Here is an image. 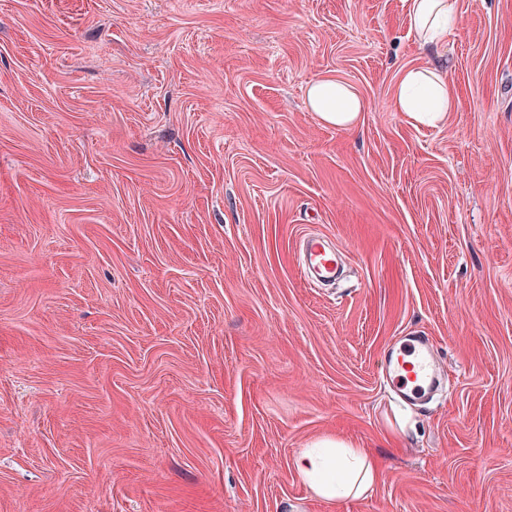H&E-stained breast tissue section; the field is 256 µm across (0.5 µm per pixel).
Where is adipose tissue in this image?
<instances>
[{
	"label": "adipose tissue",
	"mask_w": 512,
	"mask_h": 512,
	"mask_svg": "<svg viewBox=\"0 0 512 512\" xmlns=\"http://www.w3.org/2000/svg\"><path fill=\"white\" fill-rule=\"evenodd\" d=\"M408 28L420 48H436L447 43L459 21L458 0H404ZM307 107L325 124L339 129L357 125L365 104L350 83L339 78L311 82L306 92ZM459 96L442 62L402 70L393 100L395 111L404 113L412 124L434 125L456 111ZM295 467L311 492L333 503L368 494L379 471L368 451L342 441L324 439L302 449Z\"/></svg>",
	"instance_id": "obj_1"
}]
</instances>
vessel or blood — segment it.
Wrapping results in <instances>:
<instances>
[{"label": "vessel or blood", "mask_w": 512, "mask_h": 512, "mask_svg": "<svg viewBox=\"0 0 512 512\" xmlns=\"http://www.w3.org/2000/svg\"><path fill=\"white\" fill-rule=\"evenodd\" d=\"M300 263L304 277L312 284L332 283L341 271V252L324 236L309 233L301 241ZM382 370L393 389L410 402L428 400L445 378L432 340L418 333L396 340Z\"/></svg>", "instance_id": "vessel-or-blood-1"}]
</instances>
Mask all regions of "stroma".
<instances>
[{
    "instance_id": "stroma-1",
    "label": "stroma",
    "mask_w": 512,
    "mask_h": 512,
    "mask_svg": "<svg viewBox=\"0 0 512 512\" xmlns=\"http://www.w3.org/2000/svg\"><path fill=\"white\" fill-rule=\"evenodd\" d=\"M458 7L414 127L401 0H0V512H512V0ZM410 331L424 407L379 371ZM327 437L371 494L308 490ZM459 105L456 85L448 68L435 59L402 70L396 83L393 107L403 112L414 125H437ZM307 107L325 124L338 129L357 125L365 104L350 83L339 78L311 82L306 92ZM341 251L318 233L303 236L300 263L304 277L314 285L335 283L341 271ZM383 374L399 395L409 402H424L439 388L445 375L429 336H400L382 365ZM294 464L309 490L330 503L368 494L379 477L366 448H352L334 439L303 448Z\"/></svg>"
}]
</instances>
